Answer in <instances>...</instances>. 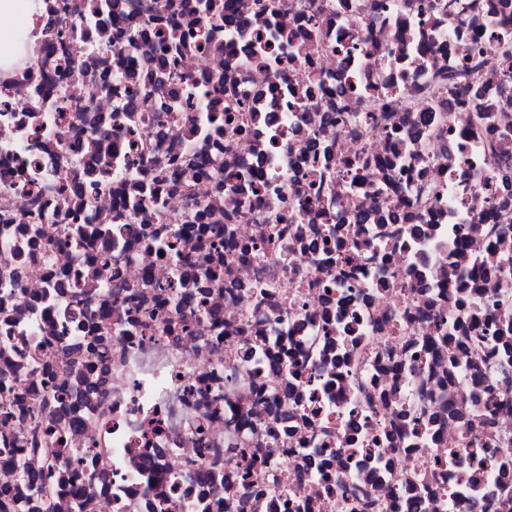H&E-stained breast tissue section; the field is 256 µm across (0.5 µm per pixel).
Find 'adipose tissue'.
Returning a JSON list of instances; mask_svg holds the SVG:
<instances>
[{
	"label": "adipose tissue",
	"mask_w": 512,
	"mask_h": 512,
	"mask_svg": "<svg viewBox=\"0 0 512 512\" xmlns=\"http://www.w3.org/2000/svg\"><path fill=\"white\" fill-rule=\"evenodd\" d=\"M43 0H0V18L12 24L0 28V73H9L33 60L41 38Z\"/></svg>",
	"instance_id": "1"
}]
</instances>
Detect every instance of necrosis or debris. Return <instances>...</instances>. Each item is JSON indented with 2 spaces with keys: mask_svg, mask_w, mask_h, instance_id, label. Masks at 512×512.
<instances>
[{
  "mask_svg": "<svg viewBox=\"0 0 512 512\" xmlns=\"http://www.w3.org/2000/svg\"><path fill=\"white\" fill-rule=\"evenodd\" d=\"M107 2L44 0L0 77V497L37 431L81 471L44 512H474L476 485L504 512L512 406L480 395L512 392V79L435 78L512 41V0ZM441 336H438L441 340L453 341L461 346H464L473 352L477 353L482 350L485 346L486 336L477 333L474 330L469 329L461 325H456L448 329V333L439 327Z\"/></svg>",
  "mask_w": 512,
  "mask_h": 512,
  "instance_id": "4bbe7bcc",
  "label": "necrosis or debris"
}]
</instances>
